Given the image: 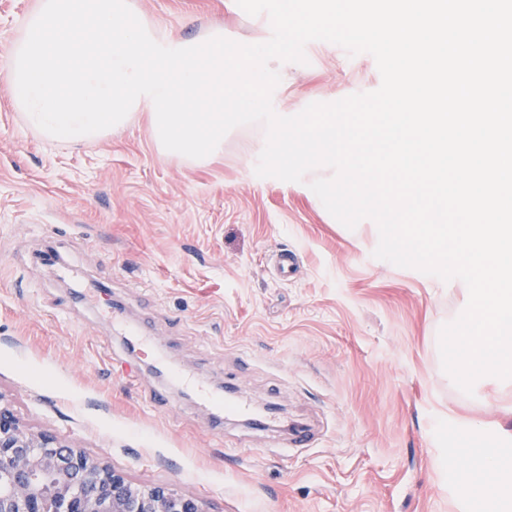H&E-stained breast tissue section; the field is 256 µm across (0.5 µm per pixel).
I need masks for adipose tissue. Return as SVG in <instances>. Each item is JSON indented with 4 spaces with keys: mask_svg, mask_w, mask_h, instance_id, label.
<instances>
[{
    "mask_svg": "<svg viewBox=\"0 0 512 512\" xmlns=\"http://www.w3.org/2000/svg\"><path fill=\"white\" fill-rule=\"evenodd\" d=\"M470 436L477 442L464 467L458 468L455 484L458 497L467 507L480 506L485 512H512V450L500 447L494 432L472 426ZM493 470V483H485L483 473Z\"/></svg>",
    "mask_w": 512,
    "mask_h": 512,
    "instance_id": "1",
    "label": "adipose tissue"
}]
</instances>
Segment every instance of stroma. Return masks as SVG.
<instances>
[{
	"label": "stroma",
	"mask_w": 512,
	"mask_h": 512,
	"mask_svg": "<svg viewBox=\"0 0 512 512\" xmlns=\"http://www.w3.org/2000/svg\"><path fill=\"white\" fill-rule=\"evenodd\" d=\"M144 21L195 40L212 22L264 37L235 0H132ZM288 66L275 110L299 112L379 87L367 53L312 41ZM262 128L224 137L193 164L163 154L147 113L93 141L46 140L0 80V397L140 484L204 499L208 512H463L438 455L479 423L512 446V387L450 383L440 327L465 308L448 282L374 258L376 224L347 229L310 184L255 173ZM294 252L289 279L276 254ZM149 321L168 369L132 352L110 322ZM185 372L237 402L280 409L224 433L183 390ZM169 402H150L152 390ZM313 426L308 448L288 431Z\"/></svg>",
	"instance_id": "stroma-1"
}]
</instances>
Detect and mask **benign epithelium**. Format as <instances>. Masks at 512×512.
Masks as SVG:
<instances>
[{
	"instance_id": "benign-epithelium-1",
	"label": "benign epithelium",
	"mask_w": 512,
	"mask_h": 512,
	"mask_svg": "<svg viewBox=\"0 0 512 512\" xmlns=\"http://www.w3.org/2000/svg\"><path fill=\"white\" fill-rule=\"evenodd\" d=\"M0 512H207L204 502L35 431L0 397Z\"/></svg>"
}]
</instances>
